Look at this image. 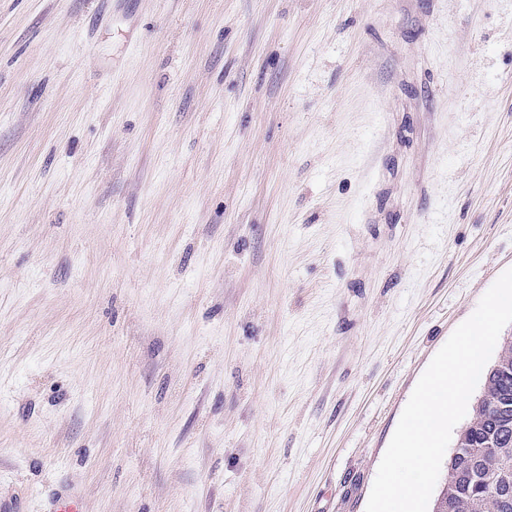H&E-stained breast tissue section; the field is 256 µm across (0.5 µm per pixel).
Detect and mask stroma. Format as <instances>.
Listing matches in <instances>:
<instances>
[{
  "label": "stroma",
  "instance_id": "1",
  "mask_svg": "<svg viewBox=\"0 0 512 512\" xmlns=\"http://www.w3.org/2000/svg\"><path fill=\"white\" fill-rule=\"evenodd\" d=\"M512 268V0H0V505L366 512Z\"/></svg>",
  "mask_w": 512,
  "mask_h": 512
}]
</instances>
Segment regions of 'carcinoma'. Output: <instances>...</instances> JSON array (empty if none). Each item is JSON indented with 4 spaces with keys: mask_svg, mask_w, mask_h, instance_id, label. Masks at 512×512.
<instances>
[{
    "mask_svg": "<svg viewBox=\"0 0 512 512\" xmlns=\"http://www.w3.org/2000/svg\"><path fill=\"white\" fill-rule=\"evenodd\" d=\"M455 444L432 512H512V337L486 370Z\"/></svg>",
    "mask_w": 512,
    "mask_h": 512,
    "instance_id": "1",
    "label": "carcinoma"
}]
</instances>
